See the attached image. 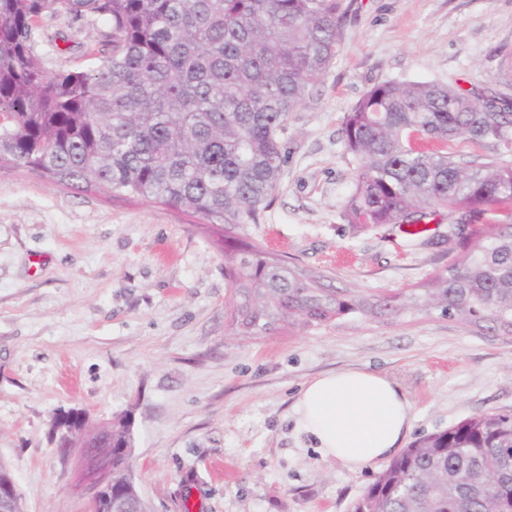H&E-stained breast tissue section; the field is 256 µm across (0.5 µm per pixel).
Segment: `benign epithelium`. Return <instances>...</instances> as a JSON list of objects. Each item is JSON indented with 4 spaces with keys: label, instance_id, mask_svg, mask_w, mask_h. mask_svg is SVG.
Segmentation results:
<instances>
[{
    "label": "benign epithelium",
    "instance_id": "7a95c632",
    "mask_svg": "<svg viewBox=\"0 0 512 512\" xmlns=\"http://www.w3.org/2000/svg\"><path fill=\"white\" fill-rule=\"evenodd\" d=\"M67 412L59 414V421L49 433V440L57 448H67L70 455L64 458L68 462L72 455L81 452L86 468L84 481L81 485L82 494L87 498V512H96L99 496L102 491H112V434L104 433L99 426L83 416L85 428L91 435L76 443L71 438V430L63 423ZM11 508V512H21L15 482L0 481V507Z\"/></svg>",
    "mask_w": 512,
    "mask_h": 512
}]
</instances>
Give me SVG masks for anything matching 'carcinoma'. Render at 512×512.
Listing matches in <instances>:
<instances>
[{"label": "carcinoma", "instance_id": "cac0c4a2", "mask_svg": "<svg viewBox=\"0 0 512 512\" xmlns=\"http://www.w3.org/2000/svg\"><path fill=\"white\" fill-rule=\"evenodd\" d=\"M104 17L102 64L51 73L40 18ZM340 0H0V168L37 171L65 188L149 200L219 226L236 260L224 277L244 335L319 326L359 313L437 309L512 333V164L420 150L502 140L512 112L437 82L385 81L344 118L358 168L352 224H419L438 210L506 220L462 244L420 293L337 290L231 234L272 201L287 161L281 135L341 45ZM112 495L148 512L133 488L130 416L110 422ZM512 496V415L482 413L424 435L395 457L353 512H496Z\"/></svg>", "mask_w": 512, "mask_h": 512}]
</instances>
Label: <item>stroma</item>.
Masks as SVG:
<instances>
[{"instance_id": "obj_1", "label": "stroma", "mask_w": 512, "mask_h": 512, "mask_svg": "<svg viewBox=\"0 0 512 512\" xmlns=\"http://www.w3.org/2000/svg\"><path fill=\"white\" fill-rule=\"evenodd\" d=\"M341 50L290 113L272 203L236 229L338 289L400 294L447 266L462 238L447 212L427 232L352 224L357 161L343 118L373 85L438 81L512 104V0H342ZM50 71L99 64L104 18L45 17ZM208 225L150 201L0 170V465L22 512H84L78 473L49 441L61 411L133 424L132 476L150 512H353L385 467L322 458L296 428L301 387L365 367L412 404L407 435L512 414V335L435 309L353 315L232 336L225 257Z\"/></svg>"}]
</instances>
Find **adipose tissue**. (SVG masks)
<instances>
[{
  "label": "adipose tissue",
  "instance_id": "ef3b65f1",
  "mask_svg": "<svg viewBox=\"0 0 512 512\" xmlns=\"http://www.w3.org/2000/svg\"><path fill=\"white\" fill-rule=\"evenodd\" d=\"M300 433L320 455L350 470L390 458L411 425V404L382 374L361 368L304 384L294 406Z\"/></svg>",
  "mask_w": 512,
  "mask_h": 512
}]
</instances>
